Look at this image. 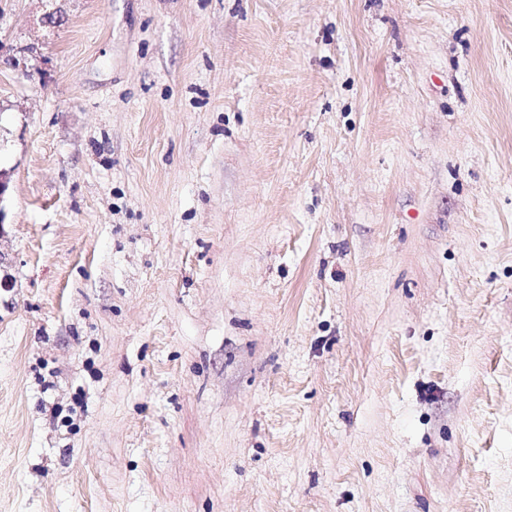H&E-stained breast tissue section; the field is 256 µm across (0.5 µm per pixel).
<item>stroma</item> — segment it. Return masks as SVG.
<instances>
[{
	"mask_svg": "<svg viewBox=\"0 0 512 512\" xmlns=\"http://www.w3.org/2000/svg\"><path fill=\"white\" fill-rule=\"evenodd\" d=\"M0 512H512V0H0Z\"/></svg>",
	"mask_w": 512,
	"mask_h": 512,
	"instance_id": "stroma-1",
	"label": "stroma"
}]
</instances>
